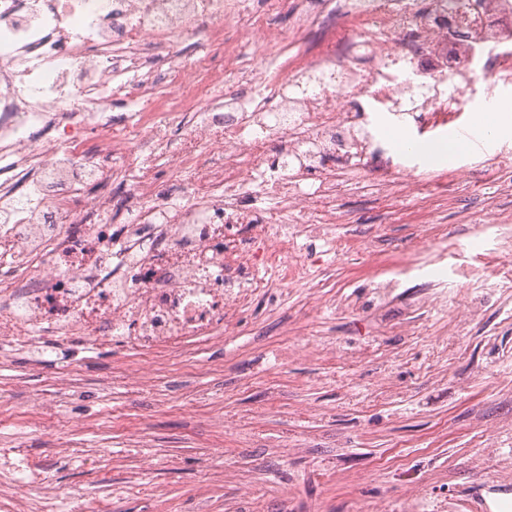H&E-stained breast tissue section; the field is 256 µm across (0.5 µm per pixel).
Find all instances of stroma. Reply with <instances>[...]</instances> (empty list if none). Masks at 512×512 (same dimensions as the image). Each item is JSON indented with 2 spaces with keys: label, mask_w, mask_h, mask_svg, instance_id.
Returning a JSON list of instances; mask_svg holds the SVG:
<instances>
[{
  "label": "stroma",
  "mask_w": 512,
  "mask_h": 512,
  "mask_svg": "<svg viewBox=\"0 0 512 512\" xmlns=\"http://www.w3.org/2000/svg\"><path fill=\"white\" fill-rule=\"evenodd\" d=\"M512 100V82L473 85L446 125H417L385 111L389 158L416 168V183L444 203L427 219L415 197L394 203L370 173L352 177L339 197L348 221L333 235L350 249L318 243L305 280L257 297L239 335L198 354L169 358L154 390L114 378L111 348L73 343L62 350L77 375L59 384L54 362L15 352L0 369V448L23 443L57 487L112 497V512H244L242 493L259 491L256 512H465L479 493L492 512H512V283H499L484 316L462 327L431 310L414 323L421 294L408 276L381 316L338 305L368 293L369 241L387 263L418 252L430 232L448 268L493 269L512 245V189L497 168L512 166V137L495 152L430 164L405 152L400 138L436 143L457 121ZM289 343L286 360L275 350ZM332 342L334 356L317 353ZM83 427L24 426L33 407ZM138 471L143 491H127ZM223 471V482L211 475Z\"/></svg>",
  "instance_id": "1"
}]
</instances>
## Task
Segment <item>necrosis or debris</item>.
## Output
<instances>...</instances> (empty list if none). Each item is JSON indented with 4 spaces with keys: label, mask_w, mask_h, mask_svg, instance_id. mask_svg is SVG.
<instances>
[{
    "label": "necrosis or debris",
    "mask_w": 512,
    "mask_h": 512,
    "mask_svg": "<svg viewBox=\"0 0 512 512\" xmlns=\"http://www.w3.org/2000/svg\"><path fill=\"white\" fill-rule=\"evenodd\" d=\"M304 48L255 66L223 47L271 34L288 0L256 14L243 0H0V365L14 345L50 355L82 340L119 350L116 368L141 384L153 362L223 339L268 283L298 282L300 238H327L346 216L344 171L385 150L370 119L446 117L460 86L512 79V0H300ZM190 39L205 41L194 58ZM170 85L159 90L157 61ZM236 74L243 91L200 93ZM139 106L140 132L113 130L106 102ZM195 110L186 135L165 121ZM92 167L91 190L67 178ZM17 496L59 512L44 465L0 448Z\"/></svg>",
    "instance_id": "4bbe7bcc"
}]
</instances>
